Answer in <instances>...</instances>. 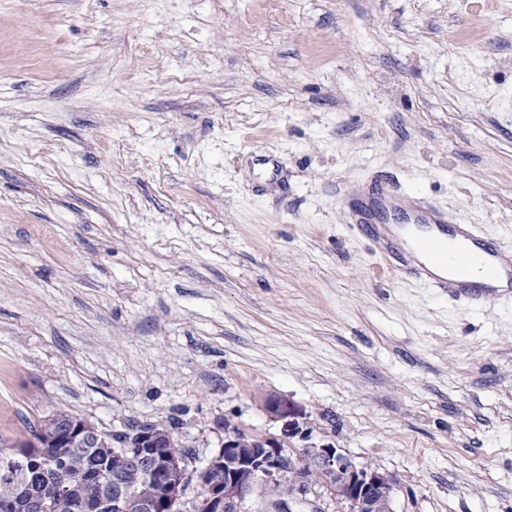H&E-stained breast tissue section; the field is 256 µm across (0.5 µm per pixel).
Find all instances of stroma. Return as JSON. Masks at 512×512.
<instances>
[{"label": "stroma", "mask_w": 512, "mask_h": 512, "mask_svg": "<svg viewBox=\"0 0 512 512\" xmlns=\"http://www.w3.org/2000/svg\"><path fill=\"white\" fill-rule=\"evenodd\" d=\"M378 179L512 243V0H0V448L63 409L192 471L279 396L393 512H512V305L383 273Z\"/></svg>", "instance_id": "1"}]
</instances>
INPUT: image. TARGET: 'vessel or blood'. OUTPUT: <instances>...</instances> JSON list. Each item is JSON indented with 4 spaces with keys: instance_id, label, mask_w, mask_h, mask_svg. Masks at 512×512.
Wrapping results in <instances>:
<instances>
[{
    "instance_id": "1",
    "label": "vessel or blood",
    "mask_w": 512,
    "mask_h": 512,
    "mask_svg": "<svg viewBox=\"0 0 512 512\" xmlns=\"http://www.w3.org/2000/svg\"><path fill=\"white\" fill-rule=\"evenodd\" d=\"M400 197L396 186L383 182L366 200L352 207V231L383 242V267L387 272L438 290L457 301L478 304L489 296L512 300V247L481 238L476 225L461 224L457 226L459 244L449 248L451 217L427 205L413 206L411 214L415 224L428 226V233L405 242L391 238L386 225ZM448 266L453 267V276L438 275V268ZM476 268L486 279V286L469 281L470 271ZM504 275L508 276L509 284L498 287L497 282Z\"/></svg>"
}]
</instances>
